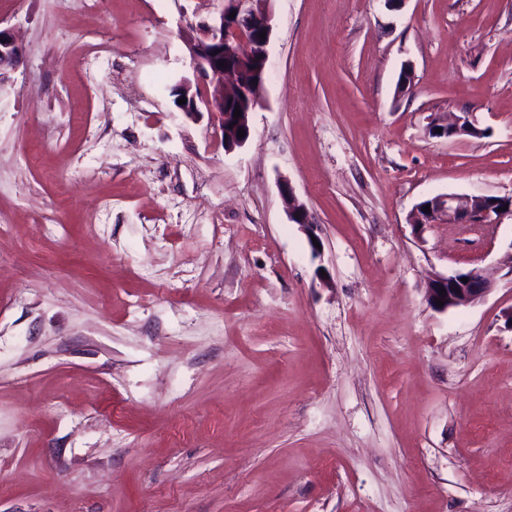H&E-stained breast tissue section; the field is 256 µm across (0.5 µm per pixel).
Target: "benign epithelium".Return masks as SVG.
I'll list each match as a JSON object with an SVG mask.
<instances>
[{
	"mask_svg": "<svg viewBox=\"0 0 512 512\" xmlns=\"http://www.w3.org/2000/svg\"><path fill=\"white\" fill-rule=\"evenodd\" d=\"M272 0H224L218 15L201 19L191 25L192 35L186 40L192 63V76L182 78L176 90L183 93L186 105L181 113L195 118L207 113L220 143L228 150L243 146L250 136L249 113L234 118L231 112L236 101L247 100L256 107L262 100L267 82L269 45L273 32ZM235 17H230L231 13ZM265 38H259V33ZM21 48L12 35L0 29V67L8 60H18ZM224 65H219V61ZM442 132L437 133L435 129ZM245 136H238V130ZM477 129L470 115L455 116L445 121L430 123L429 134L451 139ZM281 195L288 204V216L293 224L304 228L308 236H317V226L306 207L295 197L291 187H281ZM430 211H423V206ZM512 216V195L496 198L492 195L461 196L446 193L423 200L416 205L412 229L431 224H454L476 229L496 226L504 216ZM468 282H462V279ZM495 289V282L478 269L456 271L432 278L426 285V298L438 311L475 306ZM442 298L444 305L436 304Z\"/></svg>",
	"mask_w": 512,
	"mask_h": 512,
	"instance_id": "obj_1",
	"label": "benign epithelium"
}]
</instances>
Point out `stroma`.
Returning a JSON list of instances; mask_svg holds the SVG:
<instances>
[{
	"instance_id": "35a3bbf8",
	"label": "stroma",
	"mask_w": 512,
	"mask_h": 512,
	"mask_svg": "<svg viewBox=\"0 0 512 512\" xmlns=\"http://www.w3.org/2000/svg\"><path fill=\"white\" fill-rule=\"evenodd\" d=\"M217 7L0 0V512H512V217L408 222L512 194V0H272L232 150L171 94ZM442 128L441 133L435 132V129ZM480 131L476 125V120L472 115L454 116L452 119H435L432 120L429 126V134L433 137L451 139L460 134L467 133L470 131ZM281 195L283 199L288 204V216L293 224H298L303 227L304 230L308 234L309 242L313 249L318 250L317 247L314 246L311 236H314L321 245L320 238L317 235V226L311 219V216L306 209V207L298 201L295 197L292 188L288 185H283L281 187ZM494 196L446 193L424 199L423 206H415L410 225L414 233L431 224H454L468 229L497 226L502 217L512 216V195ZM427 205H430V211L423 212ZM505 206H508L507 210L498 211ZM462 278H467L468 282L463 283ZM494 289V280L478 269L456 271L432 278L425 288L429 304L438 311L475 306L484 301ZM441 290H445L443 295L439 294ZM436 298H442L444 305L438 306Z\"/></svg>"
}]
</instances>
